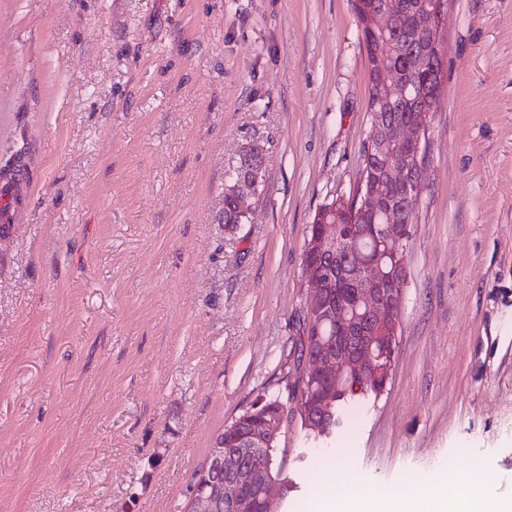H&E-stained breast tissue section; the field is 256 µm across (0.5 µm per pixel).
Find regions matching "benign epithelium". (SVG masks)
Listing matches in <instances>:
<instances>
[{
  "label": "benign epithelium",
  "mask_w": 512,
  "mask_h": 512,
  "mask_svg": "<svg viewBox=\"0 0 512 512\" xmlns=\"http://www.w3.org/2000/svg\"><path fill=\"white\" fill-rule=\"evenodd\" d=\"M357 5L383 32L387 31L404 9L401 0H357ZM412 14L416 16V20L411 23L409 31L416 37H423V44L426 46L424 54L416 59V65H429L435 78L439 79L443 70L446 2L428 0L423 5L412 7ZM374 80L380 89V97L372 107L374 121L371 143L375 146L382 142L400 146L405 150L406 159L405 169L386 167L380 171L379 178L389 185L405 180V197L417 202L424 185L423 156L429 150L432 111L425 107L406 123L391 120L388 108L406 96V86L398 74L385 69L375 71ZM366 236L374 242L388 241L401 237L402 228L393 223L386 227L375 226L366 231ZM310 249L318 254L342 256L341 268L364 284V287L358 289L357 300L375 330L378 346L384 348V354L379 357L377 346L368 345L351 361L333 351L322 352L319 357L320 376L330 383L338 384L349 369L366 366L373 368L376 363L388 357L389 351L398 342L400 325L394 307L401 304L402 299L380 288L388 275L383 260H371L361 251L346 247L340 236V225L317 226ZM305 281L308 303L315 319L334 322L342 316L341 311L324 302L325 288L320 274L307 272ZM287 416L288 407L284 405L275 416L264 418L251 438L262 444L279 439ZM280 499V486L273 480L270 467L261 457L255 453L247 455L226 450L224 442L219 440L213 448L212 459L198 474L190 512H214L221 504L224 505L225 512H277L276 505Z\"/></svg>",
  "instance_id": "obj_1"
}]
</instances>
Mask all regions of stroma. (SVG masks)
<instances>
[{
    "mask_svg": "<svg viewBox=\"0 0 512 512\" xmlns=\"http://www.w3.org/2000/svg\"><path fill=\"white\" fill-rule=\"evenodd\" d=\"M369 119L351 0H0V512H188L225 425L299 410L303 247ZM418 210L392 377L331 438L289 420L278 512L342 448L384 485L444 462L512 496V0L447 2ZM243 151L238 163L233 167L232 174L229 176V184L226 186H238L256 194L261 181L258 182L259 178L254 176L253 170L260 169L263 164L262 149L250 148L244 154ZM226 189V188H225ZM224 189V227L227 230L234 229L237 224H244L248 219V206L247 200L251 197L250 194L242 193L238 196V206L239 209L243 212H240L235 203V197L230 194L225 193ZM245 213V214H244Z\"/></svg>",
    "mask_w": 512,
    "mask_h": 512,
    "instance_id": "1",
    "label": "stroma"
}]
</instances>
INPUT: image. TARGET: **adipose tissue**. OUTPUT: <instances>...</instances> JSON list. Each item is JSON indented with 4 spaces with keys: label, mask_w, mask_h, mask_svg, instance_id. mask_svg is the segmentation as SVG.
Here are the masks:
<instances>
[{
    "label": "adipose tissue",
    "mask_w": 512,
    "mask_h": 512,
    "mask_svg": "<svg viewBox=\"0 0 512 512\" xmlns=\"http://www.w3.org/2000/svg\"><path fill=\"white\" fill-rule=\"evenodd\" d=\"M346 453L336 456V481L319 486L312 512H512V499L498 494L484 472L441 470L433 479L405 486L382 485L347 473Z\"/></svg>",
    "instance_id": "adipose-tissue-1"
}]
</instances>
